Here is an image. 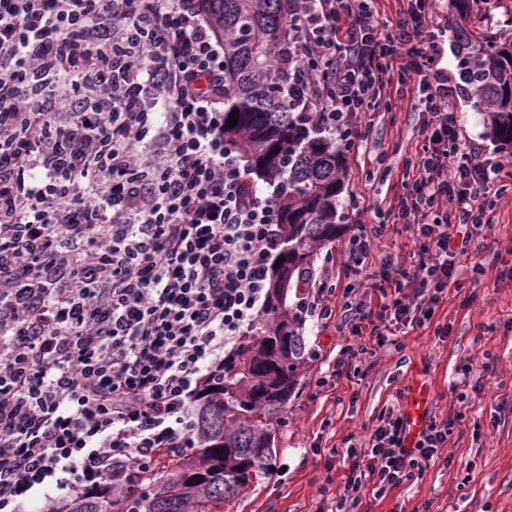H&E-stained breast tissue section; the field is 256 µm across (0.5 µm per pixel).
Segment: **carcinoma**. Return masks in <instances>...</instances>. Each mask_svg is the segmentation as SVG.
I'll return each instance as SVG.
<instances>
[{
    "instance_id": "carcinoma-1",
    "label": "carcinoma",
    "mask_w": 512,
    "mask_h": 512,
    "mask_svg": "<svg viewBox=\"0 0 512 512\" xmlns=\"http://www.w3.org/2000/svg\"><path fill=\"white\" fill-rule=\"evenodd\" d=\"M476 0H448L457 15L454 37L459 78L473 107L486 116V136L512 146V40L480 36ZM224 41V124L246 167L275 187L282 247L274 258L265 309L243 336L224 374L197 393L196 448L189 455L159 449L150 470L129 471L122 485L53 503L48 512H215L269 472L275 427L305 363L303 317L290 292H303V272L333 242L343 213L340 195L350 147L311 114L288 111L278 92L281 38L288 0H203Z\"/></svg>"
}]
</instances>
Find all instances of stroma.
Returning a JSON list of instances; mask_svg holds the SVG:
<instances>
[{
    "label": "stroma",
    "instance_id": "35a3bbf8",
    "mask_svg": "<svg viewBox=\"0 0 512 512\" xmlns=\"http://www.w3.org/2000/svg\"><path fill=\"white\" fill-rule=\"evenodd\" d=\"M452 105L462 147L478 146L490 160L506 163L507 190L486 214L492 227L470 244L484 273L460 267L457 287L444 294L430 323L398 332L377 350L364 377L326 382L347 338L335 323L306 320L307 364L276 430L270 472L225 504L224 512H326L348 468L326 469L313 447L340 448L349 435L367 434L416 386L428 396L430 418H456L451 441L421 479L381 498L363 492L355 512H512V148L485 137L484 117L470 104L456 96ZM421 128L420 116L403 99H393L390 110L362 115L366 139L347 157L343 228L313 264L315 280L335 285L333 302H341L348 286L343 262L350 240L361 225L377 223L376 207H387L400 193ZM414 238L412 225H387L366 262L367 274H376L386 255L413 265ZM442 324L449 325L448 335H437ZM469 359L474 366L466 375L461 366Z\"/></svg>",
    "mask_w": 512,
    "mask_h": 512
}]
</instances>
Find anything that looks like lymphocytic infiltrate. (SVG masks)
I'll list each match as a JSON object with an SVG mask.
<instances>
[{"label": "lymphocytic infiltrate", "instance_id": "obj_1", "mask_svg": "<svg viewBox=\"0 0 512 512\" xmlns=\"http://www.w3.org/2000/svg\"><path fill=\"white\" fill-rule=\"evenodd\" d=\"M291 0L281 47L290 111L361 139L362 113L409 96L421 151L381 221L350 242L366 301L301 300L353 341L331 380L362 375L363 334L421 325L481 234L502 164L462 148L440 68L435 0ZM416 225L412 267L365 262L386 224ZM281 245L275 194L224 139V43L197 0H0V512L124 482L195 446L194 396L262 312ZM452 421L405 448L388 409L345 454L331 512L439 458Z\"/></svg>", "mask_w": 512, "mask_h": 512}]
</instances>
